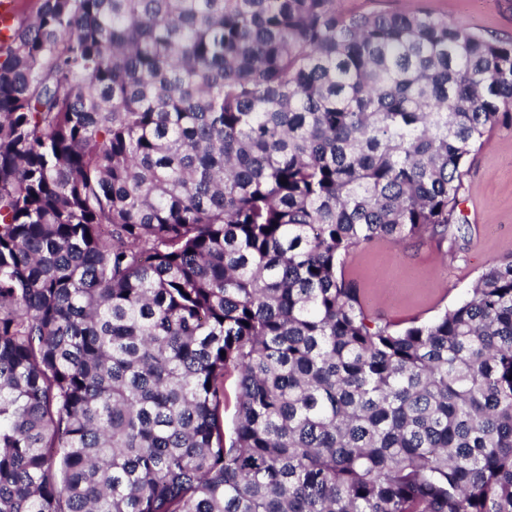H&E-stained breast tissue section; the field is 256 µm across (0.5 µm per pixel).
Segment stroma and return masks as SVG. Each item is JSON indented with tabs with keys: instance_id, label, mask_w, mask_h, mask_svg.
<instances>
[{
	"instance_id": "35a3bbf8",
	"label": "stroma",
	"mask_w": 512,
	"mask_h": 512,
	"mask_svg": "<svg viewBox=\"0 0 512 512\" xmlns=\"http://www.w3.org/2000/svg\"><path fill=\"white\" fill-rule=\"evenodd\" d=\"M339 12L429 11L502 41L512 40V0H337ZM462 239L377 241L347 258L344 274L375 316L405 327L453 308L493 262L512 259V129H491L464 166Z\"/></svg>"
}]
</instances>
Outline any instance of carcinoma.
<instances>
[{
	"mask_svg": "<svg viewBox=\"0 0 512 512\" xmlns=\"http://www.w3.org/2000/svg\"><path fill=\"white\" fill-rule=\"evenodd\" d=\"M497 126L512 41L433 13L41 0L0 42V512H512V260L402 330L341 271L463 236Z\"/></svg>",
	"mask_w": 512,
	"mask_h": 512,
	"instance_id": "carcinoma-1",
	"label": "carcinoma"
}]
</instances>
